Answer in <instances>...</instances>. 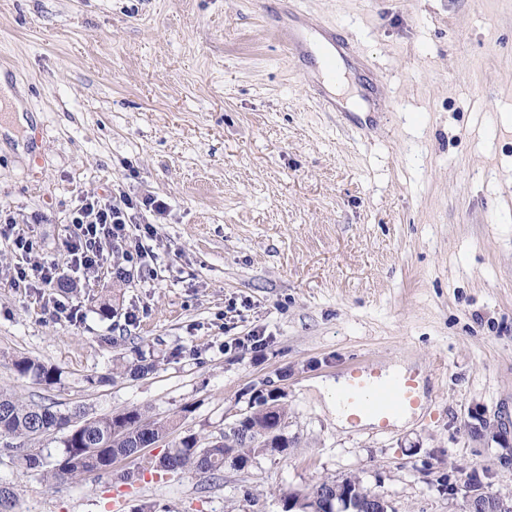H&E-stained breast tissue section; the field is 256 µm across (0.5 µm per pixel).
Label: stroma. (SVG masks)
I'll use <instances>...</instances> for the list:
<instances>
[{"label": "stroma", "instance_id": "1", "mask_svg": "<svg viewBox=\"0 0 512 512\" xmlns=\"http://www.w3.org/2000/svg\"><path fill=\"white\" fill-rule=\"evenodd\" d=\"M278 8L0 0V75L36 118L0 144V213L36 243L0 235V387L90 417L139 408L206 444L271 386L292 443L209 485H53L0 452L18 512H284L285 493L346 477L393 512H466L474 470L512 496V440L483 428L512 431V0H298L383 81L367 132L313 103L318 65L297 64ZM122 192L166 204L134 218L153 227L141 262L116 245L74 267L73 209ZM34 264L71 292L16 286ZM137 348L155 368L136 378ZM402 360L427 405L383 434L337 427L317 383ZM13 369L21 376L33 375L45 385H54L61 381L62 372L56 367H48L28 357H20L12 362Z\"/></svg>", "mask_w": 512, "mask_h": 512}]
</instances>
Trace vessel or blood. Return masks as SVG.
Wrapping results in <instances>:
<instances>
[{
    "mask_svg": "<svg viewBox=\"0 0 512 512\" xmlns=\"http://www.w3.org/2000/svg\"><path fill=\"white\" fill-rule=\"evenodd\" d=\"M311 23L296 18L294 24L284 27L287 44L295 59H320L323 70L335 71L337 51L350 50L351 44L335 35L313 40ZM341 407L351 417L372 419L378 432H386L391 421L419 404L417 380L414 375L391 376L373 368L355 365L347 372V385L338 395Z\"/></svg>",
    "mask_w": 512,
    "mask_h": 512,
    "instance_id": "vessel-or-blood-1",
    "label": "vessel or blood"
}]
</instances>
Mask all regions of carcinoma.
Wrapping results in <instances>:
<instances>
[{
    "mask_svg": "<svg viewBox=\"0 0 512 512\" xmlns=\"http://www.w3.org/2000/svg\"><path fill=\"white\" fill-rule=\"evenodd\" d=\"M13 369L21 376L32 375L46 385L61 381L62 372L28 357L12 362ZM259 408L251 411L249 429L273 433L269 448H246L234 430L224 434V439L202 445L193 433L171 444L159 460L141 455L144 448L161 441L167 434L170 422H148L138 409L111 413L86 419V426L70 424L74 412L63 413L55 404L42 401H23L15 394L0 389V442L4 450L28 469H46L47 479L54 485L72 483L87 477H100L111 472L114 460H128L135 468L118 474V479L131 483L146 471L165 473L188 472L209 478H219L224 467L242 470V466L260 455L283 454L290 448L284 434L287 412L277 405L276 412L269 409L274 400L273 391L256 397ZM51 438L61 448L55 463L31 454L24 448L26 442ZM327 481L313 484L303 496L312 500V512H330ZM0 508L4 512H17L18 501L9 485L0 486Z\"/></svg>",
    "mask_w": 512,
    "mask_h": 512,
    "instance_id": "carcinoma-1",
    "label": "carcinoma"
}]
</instances>
